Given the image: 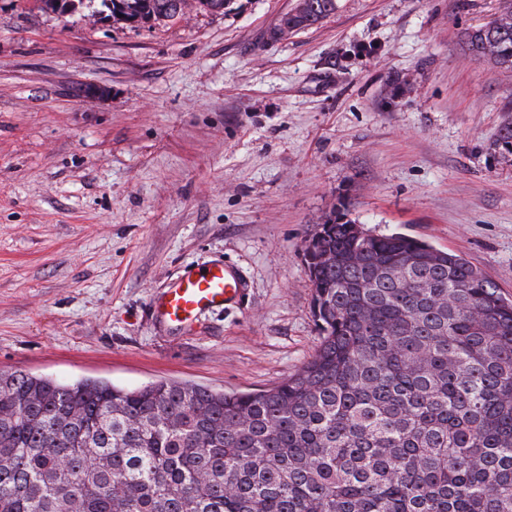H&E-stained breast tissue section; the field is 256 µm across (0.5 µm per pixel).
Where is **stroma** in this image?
Here are the masks:
<instances>
[{
	"instance_id": "obj_1",
	"label": "stroma",
	"mask_w": 512,
	"mask_h": 512,
	"mask_svg": "<svg viewBox=\"0 0 512 512\" xmlns=\"http://www.w3.org/2000/svg\"><path fill=\"white\" fill-rule=\"evenodd\" d=\"M501 0H295L128 24L0 0V370L253 391L320 334L303 248L333 211L463 256L512 299V72L461 39ZM101 88L100 97L85 88ZM222 262L248 289L174 333L149 302ZM307 7L305 14L301 19L294 23L291 29L295 32L307 29L319 23L330 15L334 14L337 9V0H303ZM490 146L503 159L512 161V116L503 119L497 138Z\"/></svg>"
}]
</instances>
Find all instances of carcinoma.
Listing matches in <instances>:
<instances>
[{
  "label": "carcinoma",
  "mask_w": 512,
  "mask_h": 512,
  "mask_svg": "<svg viewBox=\"0 0 512 512\" xmlns=\"http://www.w3.org/2000/svg\"><path fill=\"white\" fill-rule=\"evenodd\" d=\"M177 2L101 0L142 23ZM305 3L297 32L337 9ZM463 39L512 71V0ZM491 149L512 161V116ZM311 241L319 345L269 389L0 370V512H512V302L405 233Z\"/></svg>",
  "instance_id": "cac0c4a2"
}]
</instances>
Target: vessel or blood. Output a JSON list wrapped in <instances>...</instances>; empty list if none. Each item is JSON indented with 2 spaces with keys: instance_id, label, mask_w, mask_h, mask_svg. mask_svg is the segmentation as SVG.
<instances>
[{
  "instance_id": "b4317fda",
  "label": "vessel or blood",
  "mask_w": 512,
  "mask_h": 512,
  "mask_svg": "<svg viewBox=\"0 0 512 512\" xmlns=\"http://www.w3.org/2000/svg\"><path fill=\"white\" fill-rule=\"evenodd\" d=\"M245 288L240 274L226 265L190 268L153 299L151 309L159 322L186 328L206 312L239 299Z\"/></svg>"
}]
</instances>
